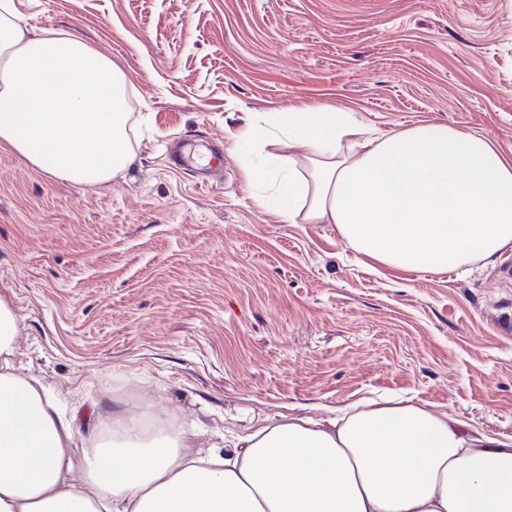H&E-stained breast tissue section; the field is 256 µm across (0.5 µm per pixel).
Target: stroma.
I'll use <instances>...</instances> for the list:
<instances>
[{
  "label": "stroma",
  "instance_id": "35a3bbf8",
  "mask_svg": "<svg viewBox=\"0 0 512 512\" xmlns=\"http://www.w3.org/2000/svg\"><path fill=\"white\" fill-rule=\"evenodd\" d=\"M122 72L134 163L86 186L0 145V300L19 374L79 417L151 404L223 446L382 397L512 437V275L395 270L259 201L235 135L325 105L381 136L441 123L512 156V0H13ZM222 171L172 166L175 140Z\"/></svg>",
  "mask_w": 512,
  "mask_h": 512
}]
</instances>
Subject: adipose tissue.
<instances>
[{
    "label": "adipose tissue",
    "instance_id": "obj_1",
    "mask_svg": "<svg viewBox=\"0 0 512 512\" xmlns=\"http://www.w3.org/2000/svg\"><path fill=\"white\" fill-rule=\"evenodd\" d=\"M127 90L106 55L60 31L23 29L0 0V144L57 178L105 182L132 164ZM241 139L251 184L288 220L335 225L398 270L457 269L512 249V158L444 124L368 138L321 105L256 112ZM19 327L0 301V512H512V440L473 437L422 407L350 404L284 416L195 448L182 426L144 431L113 414L122 444L75 458L78 417L17 373Z\"/></svg>",
    "mask_w": 512,
    "mask_h": 512
}]
</instances>
